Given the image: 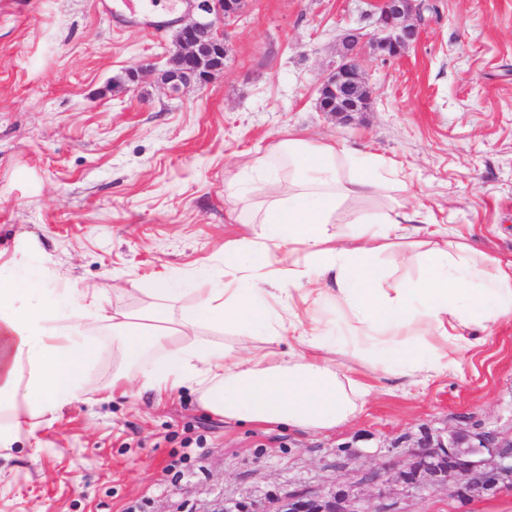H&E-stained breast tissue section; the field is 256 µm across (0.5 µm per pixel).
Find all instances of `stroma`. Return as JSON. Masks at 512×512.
<instances>
[{"mask_svg":"<svg viewBox=\"0 0 512 512\" xmlns=\"http://www.w3.org/2000/svg\"><path fill=\"white\" fill-rule=\"evenodd\" d=\"M428 3L403 56L363 54L371 104L343 121L318 110L317 87L343 32L373 33L376 0H248L226 31L223 72L176 92L155 75L184 10L155 30L116 25L99 0H0V270L42 275L48 300L75 288L142 311L155 273L223 267L225 242L254 237L225 185L240 159L290 133L386 159L407 184L393 200L512 259V0ZM138 63L153 76L112 95ZM128 279L141 292L123 290ZM86 328L101 353L80 400L0 448V512H218L303 487L385 512H512L506 486L461 500L394 480L420 440L512 431V319L463 354L462 371L416 384L339 356L372 396L351 424L310 434L224 422L186 388L140 389L111 327ZM120 372L126 395L104 400Z\"/></svg>","mask_w":512,"mask_h":512,"instance_id":"obj_1","label":"stroma"}]
</instances>
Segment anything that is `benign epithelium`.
I'll use <instances>...</instances> for the list:
<instances>
[{
    "label": "benign epithelium",
    "mask_w": 512,
    "mask_h": 512,
    "mask_svg": "<svg viewBox=\"0 0 512 512\" xmlns=\"http://www.w3.org/2000/svg\"><path fill=\"white\" fill-rule=\"evenodd\" d=\"M425 0H382L373 34L349 30L336 49V66L318 89L320 111L347 118L367 109L353 95L360 88L368 91L360 60L366 47L386 59L401 56L416 43ZM244 0H192L191 16L176 31L177 50L169 67L160 74L163 85L178 90L183 86H203L215 73L224 70L228 45L216 20L228 25L238 19ZM151 69L138 64L113 81V92L120 94L129 85L141 82ZM399 482L410 492L454 487L459 493L478 496L499 484H512V436L496 432L470 433L457 430L427 441L414 454L409 466L399 473ZM224 512H375L366 501L352 499L343 492L328 495L313 489L287 492L272 507L246 506L224 502Z\"/></svg>",
    "instance_id": "1"
}]
</instances>
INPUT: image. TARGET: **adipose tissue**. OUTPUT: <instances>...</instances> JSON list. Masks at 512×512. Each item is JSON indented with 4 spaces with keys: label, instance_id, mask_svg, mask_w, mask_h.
I'll return each instance as SVG.
<instances>
[{
    "label": "adipose tissue",
    "instance_id": "ef3b65f1",
    "mask_svg": "<svg viewBox=\"0 0 512 512\" xmlns=\"http://www.w3.org/2000/svg\"><path fill=\"white\" fill-rule=\"evenodd\" d=\"M348 162L354 173H345ZM392 172L334 140L292 136L242 161L226 190L236 203L260 195L249 217L260 230L225 243L223 268L201 269L211 286L187 309L169 305L189 284L177 273L153 280L140 315L108 312L74 288L48 307L43 279L0 275V402L14 413L0 426V447L14 445L22 418L53 425L81 397L97 353L85 334L90 315L111 322L124 356L142 361L143 385L190 388L204 409L239 424L322 432L355 420L372 388L334 355L356 344L358 329L370 372L416 378L458 368L457 353L512 318V261L430 228L401 204L359 216L354 233L333 230L347 200L389 198ZM385 254L395 267L417 265L418 278L387 273ZM321 306L335 319L303 320ZM209 328L242 333L239 347L200 338Z\"/></svg>",
    "mask_w": 512,
    "mask_h": 512
}]
</instances>
